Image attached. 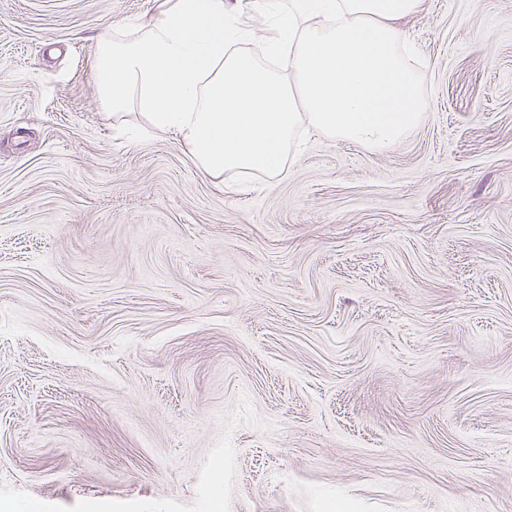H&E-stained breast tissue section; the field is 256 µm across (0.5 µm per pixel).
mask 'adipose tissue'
<instances>
[{"label":"adipose tissue","instance_id":"obj_1","mask_svg":"<svg viewBox=\"0 0 512 512\" xmlns=\"http://www.w3.org/2000/svg\"><path fill=\"white\" fill-rule=\"evenodd\" d=\"M258 3L274 17L266 46L282 70L236 52L227 0H162L131 35L100 33L92 69L106 116L139 112L219 181L282 173L305 129L382 152L418 125L426 102L397 21L423 0Z\"/></svg>","mask_w":512,"mask_h":512}]
</instances>
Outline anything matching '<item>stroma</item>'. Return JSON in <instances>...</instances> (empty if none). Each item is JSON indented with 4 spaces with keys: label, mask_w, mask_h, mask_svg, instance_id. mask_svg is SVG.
<instances>
[{
    "label": "stroma",
    "mask_w": 512,
    "mask_h": 512,
    "mask_svg": "<svg viewBox=\"0 0 512 512\" xmlns=\"http://www.w3.org/2000/svg\"><path fill=\"white\" fill-rule=\"evenodd\" d=\"M0 0V512H512V0L399 19L423 119L215 180Z\"/></svg>",
    "instance_id": "1"
}]
</instances>
